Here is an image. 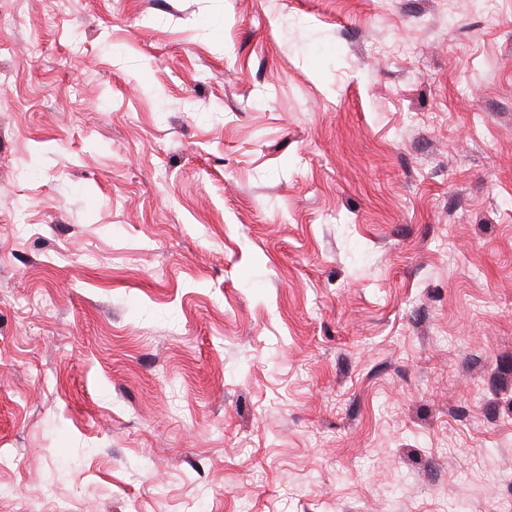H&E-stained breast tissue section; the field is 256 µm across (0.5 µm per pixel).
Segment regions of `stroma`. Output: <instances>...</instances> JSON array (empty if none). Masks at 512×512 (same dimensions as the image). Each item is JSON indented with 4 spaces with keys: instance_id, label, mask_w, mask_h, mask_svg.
<instances>
[{
    "instance_id": "stroma-1",
    "label": "stroma",
    "mask_w": 512,
    "mask_h": 512,
    "mask_svg": "<svg viewBox=\"0 0 512 512\" xmlns=\"http://www.w3.org/2000/svg\"><path fill=\"white\" fill-rule=\"evenodd\" d=\"M0 512H512V0H0Z\"/></svg>"
}]
</instances>
